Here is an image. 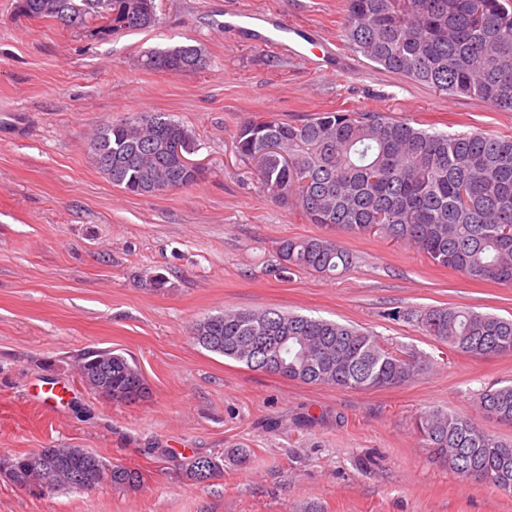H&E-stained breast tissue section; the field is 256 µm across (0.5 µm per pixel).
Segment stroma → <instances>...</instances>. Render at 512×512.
I'll return each instance as SVG.
<instances>
[{"label":"stroma","mask_w":512,"mask_h":512,"mask_svg":"<svg viewBox=\"0 0 512 512\" xmlns=\"http://www.w3.org/2000/svg\"><path fill=\"white\" fill-rule=\"evenodd\" d=\"M15 3L0 0V458L85 448L139 470L143 483L40 494L0 474V512H512V494L460 479L412 429L436 406L512 437L474 405L488 382L512 380V355H458L415 319L440 306L512 318V286L342 232L349 269L280 273V242L322 229L296 198L272 200L235 148L245 121L270 116L379 112L430 131L510 135L512 112L353 51L345 0H156L157 27L103 39L23 17ZM232 9L302 27L309 56L332 47L333 68L243 41L222 25ZM181 44L201 47L207 67H143L146 51ZM154 112L192 131L203 175L188 189L130 195L86 143L104 122ZM267 308L372 331L433 368L399 388L339 390L249 369L189 337L204 317ZM88 349L137 365L149 395L116 402L88 389L76 369ZM239 444L247 464L225 461L206 482L174 463Z\"/></svg>","instance_id":"obj_1"}]
</instances>
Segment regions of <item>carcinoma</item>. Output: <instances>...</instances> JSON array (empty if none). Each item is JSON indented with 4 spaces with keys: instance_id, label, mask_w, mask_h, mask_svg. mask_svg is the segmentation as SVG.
<instances>
[{
    "instance_id": "1",
    "label": "carcinoma",
    "mask_w": 512,
    "mask_h": 512,
    "mask_svg": "<svg viewBox=\"0 0 512 512\" xmlns=\"http://www.w3.org/2000/svg\"><path fill=\"white\" fill-rule=\"evenodd\" d=\"M345 38L385 70L453 96L477 97L512 111V0H346ZM29 19L49 18L72 28L96 19L94 35L152 28L155 0H18ZM208 61L194 45L154 48L143 66L171 75ZM92 140L110 165L92 161L112 185L135 195L189 188L198 174H181L164 153L170 140L194 151L192 133L164 112L107 121ZM278 151H265L266 142ZM238 155L258 160V183L271 197L295 193L313 224L353 235L377 234L409 244L432 262L472 279L512 285V135L429 132L378 112H316L301 123L276 118L246 121ZM281 270L332 275L352 265L335 238L281 241ZM433 340L467 357L512 354V318L463 307H432L417 316ZM192 341L248 368L305 384L344 390L401 387L428 369L414 354H399L370 331L274 309L224 311L193 323ZM87 351L78 363L84 383L112 400L148 394L139 369L121 354ZM481 413L512 427V382L475 394ZM423 447L458 477L512 493V438L491 435L465 413L429 409L415 421ZM5 474L41 490L85 489L105 481L135 488L142 473L108 464L85 448H39L15 458ZM186 477L224 474V455L194 454L178 464Z\"/></svg>"
}]
</instances>
